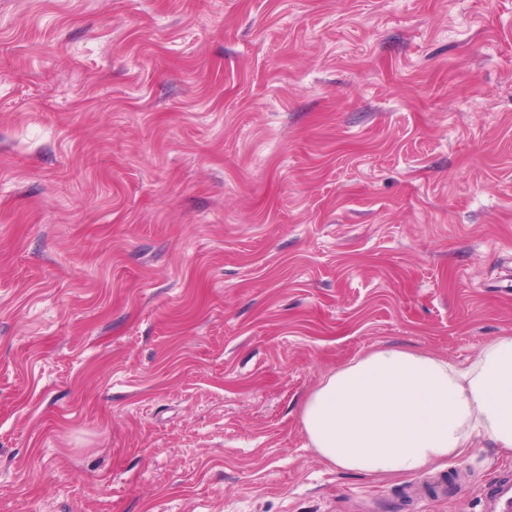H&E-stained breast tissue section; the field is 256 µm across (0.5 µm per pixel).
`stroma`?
Wrapping results in <instances>:
<instances>
[{
  "label": "stroma",
  "mask_w": 512,
  "mask_h": 512,
  "mask_svg": "<svg viewBox=\"0 0 512 512\" xmlns=\"http://www.w3.org/2000/svg\"><path fill=\"white\" fill-rule=\"evenodd\" d=\"M512 336V0H0V512H488L307 448L383 345Z\"/></svg>",
  "instance_id": "stroma-1"
}]
</instances>
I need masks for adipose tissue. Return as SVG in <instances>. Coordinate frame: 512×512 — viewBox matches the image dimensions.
I'll return each mask as SVG.
<instances>
[{"label":"adipose tissue","mask_w":512,"mask_h":512,"mask_svg":"<svg viewBox=\"0 0 512 512\" xmlns=\"http://www.w3.org/2000/svg\"><path fill=\"white\" fill-rule=\"evenodd\" d=\"M299 416L320 457L370 475H410L483 439L510 454L512 336L464 369L420 350L368 351L325 376Z\"/></svg>","instance_id":"1"}]
</instances>
